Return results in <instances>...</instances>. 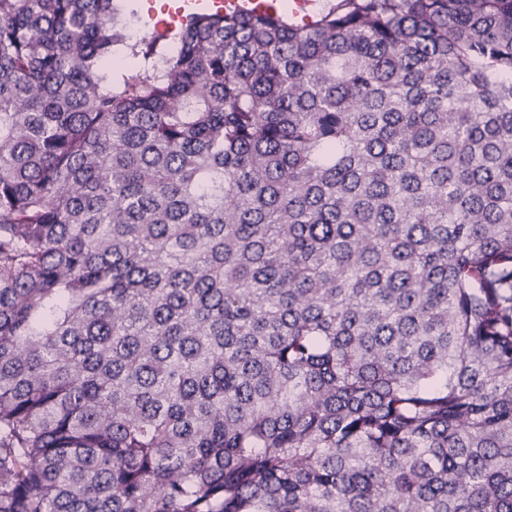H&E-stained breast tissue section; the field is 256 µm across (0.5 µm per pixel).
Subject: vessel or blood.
<instances>
[{
    "instance_id": "vessel-or-blood-1",
    "label": "vessel or blood",
    "mask_w": 512,
    "mask_h": 512,
    "mask_svg": "<svg viewBox=\"0 0 512 512\" xmlns=\"http://www.w3.org/2000/svg\"><path fill=\"white\" fill-rule=\"evenodd\" d=\"M278 0H168L161 18L155 22L157 30H173L185 24L190 17L204 13L230 16L249 12L257 16H274Z\"/></svg>"
}]
</instances>
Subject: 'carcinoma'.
<instances>
[{
    "label": "carcinoma",
    "mask_w": 512,
    "mask_h": 512,
    "mask_svg": "<svg viewBox=\"0 0 512 512\" xmlns=\"http://www.w3.org/2000/svg\"><path fill=\"white\" fill-rule=\"evenodd\" d=\"M117 3L0 0V512H512V0ZM126 5V9L124 12V16L122 15L123 19L125 20V13L128 12V10L135 9L137 10L138 14L140 15L142 22L136 23V24H129V26L126 28V34L130 38V40L135 41L139 40L143 37L149 38L153 35V31L150 27L145 26L146 22V15L143 10V4L145 1L142 0H129L127 2H124ZM158 18L156 10H151L155 28L160 31L174 30L185 24L190 17L204 13L230 16L240 12H249L257 16L273 17L279 0H166Z\"/></svg>",
    "instance_id": "carcinoma-1"
}]
</instances>
